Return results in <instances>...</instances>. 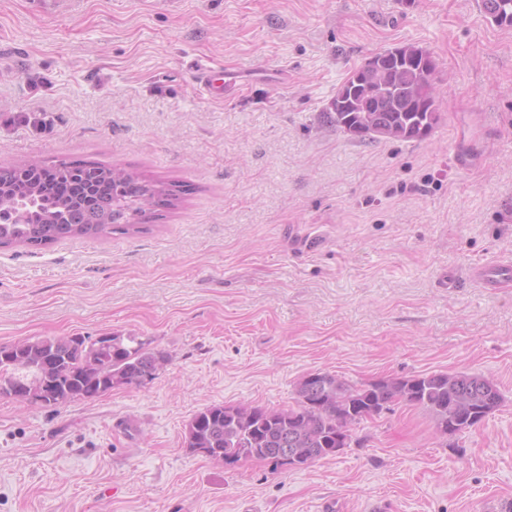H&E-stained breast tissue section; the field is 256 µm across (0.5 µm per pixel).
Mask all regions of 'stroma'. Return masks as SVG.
<instances>
[{
    "label": "stroma",
    "instance_id": "1",
    "mask_svg": "<svg viewBox=\"0 0 512 512\" xmlns=\"http://www.w3.org/2000/svg\"><path fill=\"white\" fill-rule=\"evenodd\" d=\"M427 49L440 119L359 141L323 112L352 71ZM243 91L202 94L194 67ZM287 72V83L274 75ZM88 159L164 182L145 232L0 248V344L132 335L168 362L60 407L0 397V512H496L512 506V28L481 0H0V167ZM476 374L455 437L397 401L302 469L190 453L217 404ZM512 261H500L486 264L473 269V276L480 281L486 288L488 286L500 288L507 283L511 269Z\"/></svg>",
    "mask_w": 512,
    "mask_h": 512
}]
</instances>
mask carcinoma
Here are the masks:
<instances>
[{
  "label": "carcinoma",
  "mask_w": 512,
  "mask_h": 512,
  "mask_svg": "<svg viewBox=\"0 0 512 512\" xmlns=\"http://www.w3.org/2000/svg\"><path fill=\"white\" fill-rule=\"evenodd\" d=\"M499 26H512V0H482ZM426 50L405 44L373 56L343 83L324 119L359 138L423 140L440 119L431 76L420 63ZM154 210L174 206L176 194L135 172L77 159L46 165L35 161L0 169V247L41 249L74 237L115 231L140 232L128 215L144 216L141 199ZM149 342L118 334L68 336L0 344V383L26 390L27 401L46 406L99 398L114 388L142 386L168 356ZM296 406L211 405L187 424L186 448L234 467L261 461L276 470L305 468L336 455V436L402 400L427 410L438 432L460 433L502 404L498 388L476 375L433 373L349 384L315 372L297 384Z\"/></svg>",
  "instance_id": "obj_1"
}]
</instances>
